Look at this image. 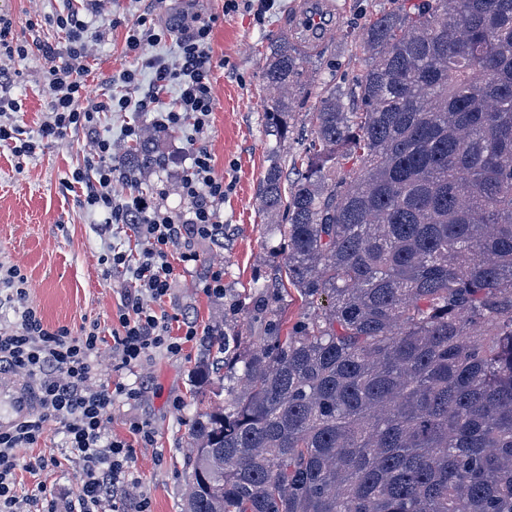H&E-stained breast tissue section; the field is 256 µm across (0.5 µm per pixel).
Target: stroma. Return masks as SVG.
<instances>
[{
  "instance_id": "35a3bbf8",
  "label": "stroma",
  "mask_w": 512,
  "mask_h": 512,
  "mask_svg": "<svg viewBox=\"0 0 512 512\" xmlns=\"http://www.w3.org/2000/svg\"><path fill=\"white\" fill-rule=\"evenodd\" d=\"M301 0H275L263 20L248 10L225 14L224 0H159L155 24L167 34L160 43L146 48L167 64L178 59L177 41L183 23L192 18L213 20L210 53L214 88L213 111L203 131L192 120L168 129L158 141L161 166L145 171L126 162L133 147L123 129L135 124L156 131L155 115L129 108L124 112H101L98 136L110 139L112 153L125 160L114 183L116 194L144 192L172 210L186 209L180 180L192 143L204 145L214 159L215 171L231 182L224 196V237L197 240L192 244L200 256L196 267H183L178 252L169 260L174 268V286L161 309L194 321L201 334L186 343L179 355L153 353L132 371L113 373L112 379L139 388L134 400L118 399L111 414L114 437L133 447L132 467L138 491L148 498L151 512H181L187 483V435L192 407L191 377L206 357L203 332L226 315L230 304L252 292L256 278L272 274L281 261L275 248L279 228L274 217L261 209L259 186L272 153L291 163L303 145L300 140L276 144L265 131L264 106L270 93L261 80L263 53L271 35L288 31L289 20ZM384 0H334L338 25L328 28L320 40L324 62L348 63V75L360 73L361 64H349L352 43L337 37V28L359 31L365 16L381 10ZM139 0H0V16L12 24L15 47L25 49L26 59L0 54V72L14 75V98L22 105L13 113L16 125L36 134L48 119L51 97L48 77L51 63L38 51L46 44L65 53L66 34L55 24L56 15L73 11L89 25L85 80L94 101H108L122 87L109 78L125 69L137 70L142 83L154 72L130 54L125 36L140 10ZM90 139L72 133L49 143L32 157H19L0 146V264L17 265L32 284L30 302L43 323L55 328L79 329L98 321L103 335L117 323L118 308L131 286L130 274L104 275L101 260L111 249L139 256L142 245L131 226L105 225L103 214L87 209L81 189L67 190L64 179L84 166ZM224 269V296L205 293L198 280L208 266ZM135 421L149 422L155 437L146 443L132 434ZM38 455L51 460V467L37 474L19 471L23 493L42 483L54 490L60 512L74 496L80 476L77 463L66 460L65 441L59 423L49 422Z\"/></svg>"
}]
</instances>
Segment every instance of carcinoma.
<instances>
[{
  "label": "carcinoma",
  "instance_id": "carcinoma-1",
  "mask_svg": "<svg viewBox=\"0 0 512 512\" xmlns=\"http://www.w3.org/2000/svg\"><path fill=\"white\" fill-rule=\"evenodd\" d=\"M324 76L270 39L277 276L194 371L183 512H512V0H386ZM154 136L129 152L156 164ZM326 304L282 334L288 287ZM224 402L205 404L212 380Z\"/></svg>",
  "mask_w": 512,
  "mask_h": 512
}]
</instances>
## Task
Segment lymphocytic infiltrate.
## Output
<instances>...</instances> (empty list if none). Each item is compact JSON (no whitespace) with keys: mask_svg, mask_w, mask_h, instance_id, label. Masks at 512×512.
I'll return each mask as SVG.
<instances>
[{"mask_svg":"<svg viewBox=\"0 0 512 512\" xmlns=\"http://www.w3.org/2000/svg\"><path fill=\"white\" fill-rule=\"evenodd\" d=\"M55 23L68 33L69 47L66 62L49 71L51 116L37 136H24L22 129L7 118L8 113L19 111L20 105L12 96V79L1 76L0 144L11 145L16 155L32 156L43 141L62 140L71 131L92 132L93 151L86 168H93L96 184L87 187L86 168L75 169L67 184L86 186L85 205L104 212L107 223L133 224L143 249L135 260L116 249L103 259L108 271H127L133 277L122 300L118 325L108 338L94 322L81 326L76 333L64 326L45 327L29 302L27 276L18 266L0 265V308L9 307L14 313L13 327L0 331V367L28 378L38 396V408L29 418L12 431L0 432V512H20L19 469L33 473L47 468V460L32 456L30 450L43 439L52 420L60 424L71 454L82 464L79 488L67 512H127L124 495L138 485L131 467L133 450L126 441L109 434L108 423L115 401L121 397L135 399L137 389L103 379L99 370L101 350L104 344H111L119 356L120 368L129 369L150 350L175 355L184 342L197 336L195 324L188 321L183 324V335L172 336L171 318L157 305L172 288L171 249L180 248L181 262L192 266L198 256L182 249V242L218 235L224 179L216 175L210 152L199 146L189 154V164L181 176L182 193L190 203L187 213L161 208L144 193L115 197L112 143L94 133L101 107L90 102L82 78L86 24L72 12L57 14ZM211 32V25L205 22L186 27L179 41L177 66L146 59V67L155 71V81L149 88L141 87L136 72L120 73L124 93L112 96L111 111L123 112L133 104L139 111L155 113L160 127L173 128L189 118L196 129H204L214 102ZM170 84L178 88L173 108L164 107L159 98L160 90Z\"/></svg>","mask_w":512,"mask_h":512,"instance_id":"lymphocytic-infiltrate-1","label":"lymphocytic infiltrate"}]
</instances>
